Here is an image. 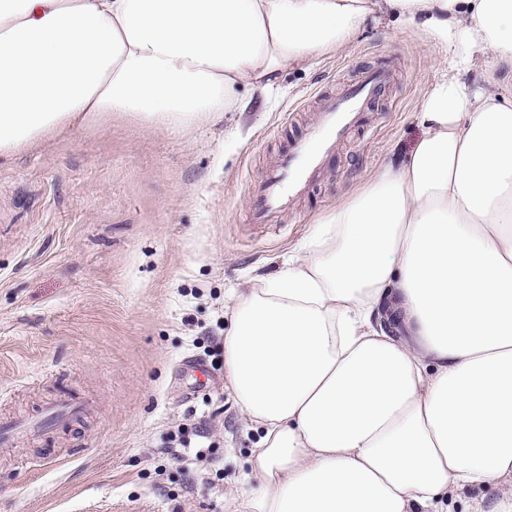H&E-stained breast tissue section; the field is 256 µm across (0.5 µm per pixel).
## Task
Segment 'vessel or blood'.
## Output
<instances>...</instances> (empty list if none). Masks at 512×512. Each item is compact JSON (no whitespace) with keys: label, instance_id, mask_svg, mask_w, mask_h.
I'll return each mask as SVG.
<instances>
[{"label":"vessel or blood","instance_id":"b4317fda","mask_svg":"<svg viewBox=\"0 0 512 512\" xmlns=\"http://www.w3.org/2000/svg\"><path fill=\"white\" fill-rule=\"evenodd\" d=\"M389 80L388 72L367 71L348 84L340 95L325 98L313 131L296 141L288 154L271 165L261 184L254 189L252 223H277L294 197L311 186L320 171L324 154L333 150L347 132L358 125L365 106ZM81 409L80 403L62 399L52 403L38 420L24 424L0 422V446H10L24 433L46 432Z\"/></svg>","mask_w":512,"mask_h":512}]
</instances>
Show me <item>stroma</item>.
Instances as JSON below:
<instances>
[{
    "mask_svg": "<svg viewBox=\"0 0 512 512\" xmlns=\"http://www.w3.org/2000/svg\"><path fill=\"white\" fill-rule=\"evenodd\" d=\"M448 48L372 12L345 46L287 69L245 111L188 130L115 113L0 164V420L59 397L84 410L0 447V512H234L261 436L223 369L232 290L276 275L316 224L367 186L415 116ZM392 73L279 223H250L266 169L322 100L369 68ZM208 430L198 437L197 427ZM212 441L175 462L171 432Z\"/></svg>",
    "mask_w": 512,
    "mask_h": 512,
    "instance_id": "1",
    "label": "stroma"
}]
</instances>
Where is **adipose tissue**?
<instances>
[{"instance_id":"obj_1","label":"adipose tissue","mask_w":512,"mask_h":512,"mask_svg":"<svg viewBox=\"0 0 512 512\" xmlns=\"http://www.w3.org/2000/svg\"><path fill=\"white\" fill-rule=\"evenodd\" d=\"M374 9L469 53L414 146L233 294L224 367L262 431L236 512H445L464 488L512 512V0H0V160L115 112L221 118Z\"/></svg>"}]
</instances>
